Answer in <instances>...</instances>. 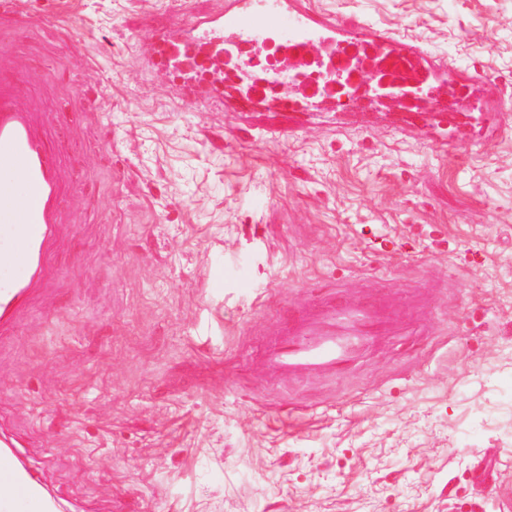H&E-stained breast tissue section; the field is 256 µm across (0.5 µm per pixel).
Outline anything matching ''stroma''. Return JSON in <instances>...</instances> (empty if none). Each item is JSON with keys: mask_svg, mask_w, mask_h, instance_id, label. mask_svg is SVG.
Instances as JSON below:
<instances>
[{"mask_svg": "<svg viewBox=\"0 0 512 512\" xmlns=\"http://www.w3.org/2000/svg\"><path fill=\"white\" fill-rule=\"evenodd\" d=\"M0 87L61 163L50 280L0 338V436L66 512H512V127L180 99L143 44L229 0H15ZM512 103V0H288ZM398 334L265 364L317 283Z\"/></svg>", "mask_w": 512, "mask_h": 512, "instance_id": "1", "label": "stroma"}]
</instances>
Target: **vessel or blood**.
<instances>
[{
    "instance_id": "b4317fda",
    "label": "vessel or blood",
    "mask_w": 512,
    "mask_h": 512,
    "mask_svg": "<svg viewBox=\"0 0 512 512\" xmlns=\"http://www.w3.org/2000/svg\"><path fill=\"white\" fill-rule=\"evenodd\" d=\"M298 43L318 42L323 59L344 53L333 31L289 14L286 0H242L204 19L157 35L150 46L155 63L190 81L191 92H205L215 109L224 107V83L214 74L225 63L250 56L277 36ZM321 98L315 86L299 97L277 94L274 86L253 87L239 95L240 111L266 102L281 111L308 108ZM0 156L12 171L0 176V337L13 328L39 286L55 238L58 210L57 157L34 131L16 99L0 93ZM391 330L380 302H329L305 310L269 344L267 363L274 371L301 376L334 370L365 343ZM55 501L9 446L0 447V512H56Z\"/></svg>"
}]
</instances>
